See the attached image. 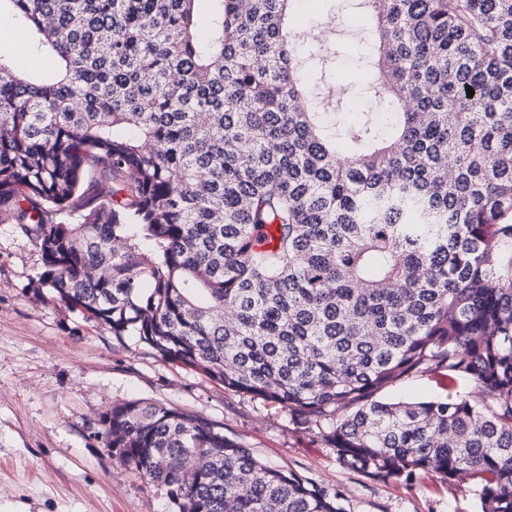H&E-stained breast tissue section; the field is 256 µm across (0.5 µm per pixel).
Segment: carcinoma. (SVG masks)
<instances>
[{
	"mask_svg": "<svg viewBox=\"0 0 512 512\" xmlns=\"http://www.w3.org/2000/svg\"><path fill=\"white\" fill-rule=\"evenodd\" d=\"M0 0V216L38 287L316 426L343 465L512 512V0H362L377 111L296 0ZM474 90L468 97L466 86ZM444 371L467 391L387 399ZM105 447L178 512H345L141 401Z\"/></svg>",
	"mask_w": 512,
	"mask_h": 512,
	"instance_id": "1",
	"label": "carcinoma"
}]
</instances>
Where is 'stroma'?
Instances as JSON below:
<instances>
[{
  "mask_svg": "<svg viewBox=\"0 0 512 512\" xmlns=\"http://www.w3.org/2000/svg\"><path fill=\"white\" fill-rule=\"evenodd\" d=\"M359 14L352 0H299L296 12L299 33L320 29L341 45L336 88L365 106L370 34ZM41 266L35 239L0 222V512H175L165 487L104 446L101 417L127 401L223 427L267 465L338 491L345 512H476L474 480L427 473L406 485L349 469L287 409L225 389L38 293Z\"/></svg>",
  "mask_w": 512,
  "mask_h": 512,
  "instance_id": "1",
  "label": "stroma"
}]
</instances>
